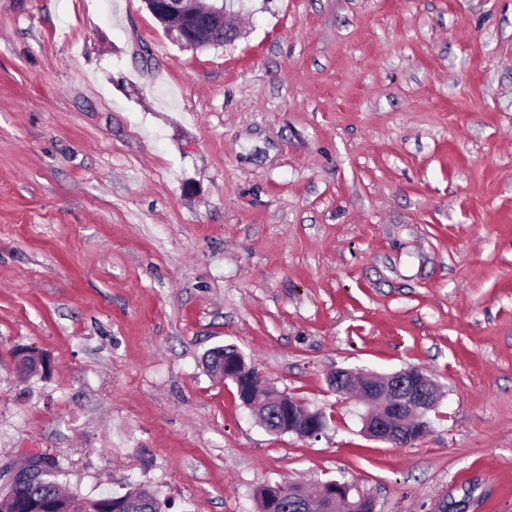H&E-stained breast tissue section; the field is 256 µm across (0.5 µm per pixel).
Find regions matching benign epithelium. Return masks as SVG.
Returning <instances> with one entry per match:
<instances>
[{"mask_svg":"<svg viewBox=\"0 0 512 512\" xmlns=\"http://www.w3.org/2000/svg\"><path fill=\"white\" fill-rule=\"evenodd\" d=\"M147 10L163 26L172 39L184 48L201 49L224 40L233 39L237 30L230 25L224 11V0H210L197 8L193 0H143ZM241 351L232 357H224L215 373L225 380H238L243 374ZM251 383L238 386V396L243 406L255 411L259 424H264V404L258 401L260 394L265 400H273L288 421V432L303 439H316L326 426L320 418L322 412L311 410L292 397H285L270 383L264 381L256 366L249 368ZM329 386L339 396L354 400L367 408L362 416L363 432L374 440L407 446L422 439L427 433L424 417L434 409L441 397L440 386L427 374L414 368L387 374L363 373L338 369L328 378ZM287 485H264L268 512L278 507ZM352 486L336 483L335 488L322 491L313 499L294 490L300 505L317 501L318 512H345L350 510L376 512L375 500L364 493L350 494Z\"/></svg>","mask_w":512,"mask_h":512,"instance_id":"1","label":"benign epithelium"}]
</instances>
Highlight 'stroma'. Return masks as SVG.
<instances>
[{
  "mask_svg": "<svg viewBox=\"0 0 512 512\" xmlns=\"http://www.w3.org/2000/svg\"><path fill=\"white\" fill-rule=\"evenodd\" d=\"M239 8L191 50L142 0H0V468L167 512L330 479L512 512V0ZM229 344L325 433L267 432L205 366ZM408 367L443 396L407 446L328 385Z\"/></svg>",
  "mask_w": 512,
  "mask_h": 512,
  "instance_id": "obj_1",
  "label": "stroma"
}]
</instances>
